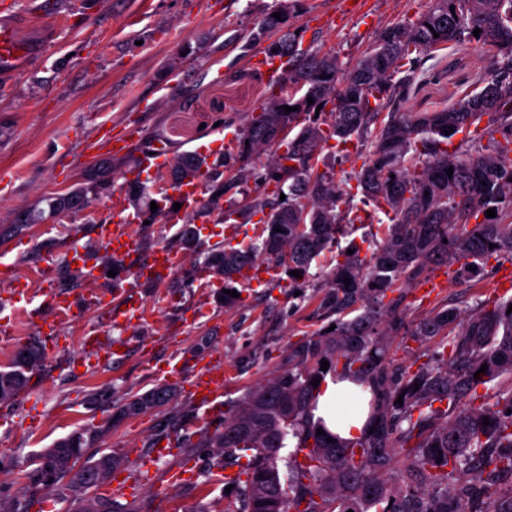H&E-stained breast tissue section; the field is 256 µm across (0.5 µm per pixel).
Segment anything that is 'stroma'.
I'll return each mask as SVG.
<instances>
[{
	"label": "stroma",
	"mask_w": 512,
	"mask_h": 512,
	"mask_svg": "<svg viewBox=\"0 0 512 512\" xmlns=\"http://www.w3.org/2000/svg\"><path fill=\"white\" fill-rule=\"evenodd\" d=\"M355 13H341L339 0H79L71 11H49L42 22L24 25L20 38L32 49L21 70L0 81V228L18 214H33L21 231L0 236V299L7 297L11 271L34 274L49 267L59 292L75 300L74 316L59 328L66 342L47 352L49 337L39 320L47 316L43 296L31 306L40 317L22 319L10 337L0 339V366L21 349H43L42 365L29 375L26 388L11 402L0 403V500L19 501L29 512H72L68 491L32 488L25 477L37 457L61 438L92 427L98 438L93 453H113L122 469L137 462L160 441L170 442L173 457L160 461L141 484L137 501L113 493L101 496L128 512H235L240 488H226L225 473L236 472L231 458L217 456L207 438L223 428V417L201 422L182 384L165 381L155 365L178 356L202 364L222 359L228 371L222 396L232 409L245 394L287 369L288 356L331 324L320 308L327 291L324 275L338 252L380 238L390 219L376 213L372 223L355 225L339 250L323 252L306 279L291 282L280 272L264 284L239 282V299L224 304V279L205 269L213 245L223 244L227 228L210 224L195 249H185L181 223L137 225L145 251L164 246L180 252V271L166 284H140L138 298L148 319L125 332L122 355L99 366L81 361L83 336L103 330L106 314L84 308L83 296L109 289L73 279L68 255L98 243L97 224L111 214V193L122 192L141 159L144 138L160 135L171 156L213 152L235 138L262 106L278 95L268 79L263 45L244 47L241 32L252 29L276 6H293L288 25L302 43L351 65L374 44L388 25L413 21L429 0H363ZM488 62L474 44L435 52L415 90L403 105L407 112L448 107L456 93L478 91ZM128 133L130 153L101 167L86 158L85 141L100 126ZM110 190L98 189L99 181ZM82 190L81 209L57 206V197ZM424 279L405 288L406 329L437 307L467 315L481 306L512 298V259L489 260L472 280L446 279L428 293ZM207 313L192 314L201 299ZM167 389V402L121 415L135 397Z\"/></svg>",
	"instance_id": "stroma-1"
}]
</instances>
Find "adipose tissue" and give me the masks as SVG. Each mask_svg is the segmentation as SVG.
Wrapping results in <instances>:
<instances>
[{"label":"adipose tissue","instance_id":"1","mask_svg":"<svg viewBox=\"0 0 512 512\" xmlns=\"http://www.w3.org/2000/svg\"><path fill=\"white\" fill-rule=\"evenodd\" d=\"M372 398L366 384L346 377L326 376L315 394L313 420L323 423L341 440H356L370 428L368 403Z\"/></svg>","mask_w":512,"mask_h":512}]
</instances>
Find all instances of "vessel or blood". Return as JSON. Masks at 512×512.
Wrapping results in <instances>:
<instances>
[{
  "label": "vessel or blood",
  "instance_id": "obj_1",
  "mask_svg": "<svg viewBox=\"0 0 512 512\" xmlns=\"http://www.w3.org/2000/svg\"><path fill=\"white\" fill-rule=\"evenodd\" d=\"M24 45L17 36L16 28L11 24L0 23V77L5 78L15 73L20 62L18 53ZM130 146L126 135H119L108 130L100 131L95 140L89 142L86 150L91 155L106 153L123 155ZM170 163V154L163 146H156L152 161L141 164L138 174L141 179L155 178ZM201 192L200 178L185 179L177 190L182 212H190L196 206ZM112 212L110 222L99 224L98 236L108 253L115 258L135 256L140 252V238L132 232L129 206L124 194H113L109 199ZM181 257L177 252L158 248L143 262L134 273L133 282L118 283L113 292H94L87 296L88 305L98 309H110L108 320L110 326L117 329H131L142 324L146 319V309L133 291L137 282L163 285L180 267ZM42 293L51 296L54 322L60 323L72 317L74 304L58 296L50 271H42L40 278ZM15 287L8 300L10 312L8 321H16L25 313L29 302L31 288L27 277L18 275L14 278ZM124 342L114 339L102 341L100 336L91 334L83 339V362H98L101 356H114ZM164 379H173L189 386V394L202 412L203 419H210L221 410L220 396L224 389V365L217 361H207L202 365L187 364L185 359L171 358L161 371Z\"/></svg>",
  "mask_w": 512,
  "mask_h": 512
}]
</instances>
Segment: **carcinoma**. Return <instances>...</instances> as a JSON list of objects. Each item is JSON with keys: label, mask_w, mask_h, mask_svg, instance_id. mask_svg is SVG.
<instances>
[{"label": "carcinoma", "mask_w": 512, "mask_h": 512, "mask_svg": "<svg viewBox=\"0 0 512 512\" xmlns=\"http://www.w3.org/2000/svg\"><path fill=\"white\" fill-rule=\"evenodd\" d=\"M279 24L267 17L246 35L247 44L265 41L267 55H288V81L300 95L266 102L238 134L237 153L212 162L207 155L187 154L156 176L176 188L204 173L209 196L198 213H214L220 224L236 215L244 226L262 215L261 242L217 246L205 257V267L224 276V288L231 291L237 278L246 279L247 271L258 268L261 256L274 268L297 270L304 278L316 257L362 221L352 207L338 210L343 193L333 173L316 168L331 139L364 147L356 188L374 209L393 213V224L381 240L370 242L369 255L360 256L354 245V253L327 274L323 307L336 315L334 330L307 338L288 357V369L249 392L224 417V429L208 438L218 453L247 458L236 475L224 477L229 485L244 484L237 512H512V484L504 486L512 481V395L490 402L478 392L512 374V298L482 307L460 327L458 311L435 309L411 336L421 343L440 336L443 351H434L414 371L397 373L385 359V336L388 328L402 325L404 296L384 302L396 284L434 267L454 268L457 279L473 278L489 259L512 257V0H430L413 22L383 28L373 49L351 68L333 55L302 47L294 31L276 35ZM475 29L481 30L477 37ZM471 43L491 52L492 78L482 90L466 91L433 112L397 111L423 57ZM286 106L298 110L287 113ZM384 110L387 120L381 122ZM318 111L328 117L317 116ZM375 123L379 128L371 136ZM470 128L477 135L499 133L502 140L476 153L448 152L452 136ZM288 131L294 138L270 171L272 194L288 200L265 195L243 208H224V195L248 179V169L238 162L274 146ZM226 168L235 170L228 180ZM150 191L138 178L126 183L128 204L142 222L173 211L171 196L153 197ZM490 208L496 217H486ZM323 359L328 371L373 385L369 419L374 427L357 441L333 436L328 442L310 422L312 380L325 376ZM40 361L39 350L25 349L0 369V403L24 389ZM484 364L488 369L478 373ZM166 397L163 390L137 397L122 413H137ZM486 420L489 424L482 425ZM289 435L298 439V453L287 462L284 478L278 453ZM94 440L95 433L86 430L57 441L40 455L29 479L53 487L71 473L75 512H122L95 493L117 466L112 454L74 470ZM461 467L469 479L448 490V470Z\"/></svg>", "instance_id": "1"}]
</instances>
